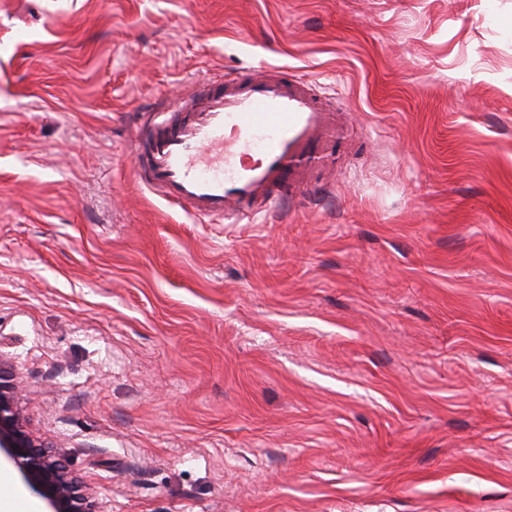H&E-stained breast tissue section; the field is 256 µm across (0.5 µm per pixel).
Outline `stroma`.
Here are the masks:
<instances>
[{"label":"stroma","instance_id":"stroma-1","mask_svg":"<svg viewBox=\"0 0 512 512\" xmlns=\"http://www.w3.org/2000/svg\"><path fill=\"white\" fill-rule=\"evenodd\" d=\"M266 66L346 120L323 197L135 178ZM0 366L99 512H512V0H0Z\"/></svg>","mask_w":512,"mask_h":512}]
</instances>
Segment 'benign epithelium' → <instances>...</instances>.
Here are the masks:
<instances>
[{
    "label": "benign epithelium",
    "instance_id": "1",
    "mask_svg": "<svg viewBox=\"0 0 512 512\" xmlns=\"http://www.w3.org/2000/svg\"><path fill=\"white\" fill-rule=\"evenodd\" d=\"M11 377L0 364V459L19 470L26 486L46 501L49 512H96L80 480L52 455L45 440L29 430Z\"/></svg>",
    "mask_w": 512,
    "mask_h": 512
}]
</instances>
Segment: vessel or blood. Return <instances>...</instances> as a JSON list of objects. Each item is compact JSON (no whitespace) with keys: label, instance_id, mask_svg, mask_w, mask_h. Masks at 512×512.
<instances>
[{"label":"vessel or blood","instance_id":"b4317fda","mask_svg":"<svg viewBox=\"0 0 512 512\" xmlns=\"http://www.w3.org/2000/svg\"><path fill=\"white\" fill-rule=\"evenodd\" d=\"M201 85L142 112L132 138L139 180L231 224L320 193L311 176L335 162L342 133L316 87L267 68Z\"/></svg>","mask_w":512,"mask_h":512}]
</instances>
